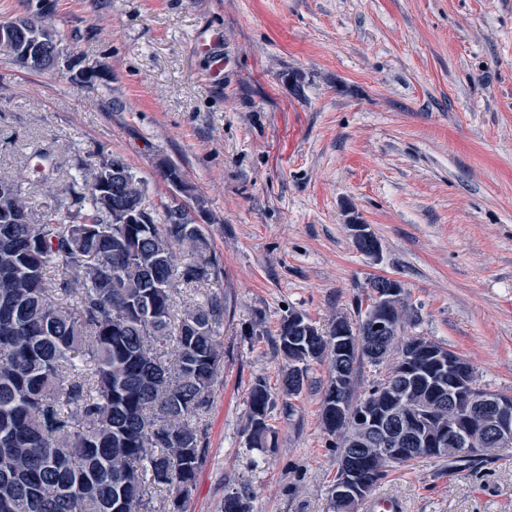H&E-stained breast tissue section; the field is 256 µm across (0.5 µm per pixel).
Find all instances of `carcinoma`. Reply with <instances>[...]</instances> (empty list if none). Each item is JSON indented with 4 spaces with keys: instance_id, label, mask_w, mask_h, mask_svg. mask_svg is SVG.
Listing matches in <instances>:
<instances>
[{
    "instance_id": "obj_1",
    "label": "carcinoma",
    "mask_w": 512,
    "mask_h": 512,
    "mask_svg": "<svg viewBox=\"0 0 512 512\" xmlns=\"http://www.w3.org/2000/svg\"><path fill=\"white\" fill-rule=\"evenodd\" d=\"M32 32L47 29V6L17 18ZM34 182L0 174V512H151L153 494L168 492L182 512L205 452L203 431L190 424L208 404L224 352L216 326L224 301L216 294L185 303L175 314L178 281L200 287L218 278V261L187 208L152 205L129 165L113 156L60 173L53 154L36 148ZM119 167L113 172V167ZM121 177L122 198L99 194ZM59 184L51 205L33 200L34 184ZM145 214L124 223L123 209ZM52 265L57 279L46 277ZM396 355L413 352L418 373L405 380L408 410L380 382L355 394L363 361L382 362L364 336L346 343L307 336L285 318L278 348L287 361L286 395L303 389L311 360L329 358L328 383H343L338 400L324 391L323 429L336 436V480L372 490L388 469L358 446L357 417H390L409 424L411 408L439 405L450 379L435 382L437 361L424 352L441 344L400 336L413 320L407 304L387 312ZM273 394L259 378L252 386L246 426L249 444L268 448ZM420 457L469 464L472 455L422 449ZM224 512H248L247 496L224 499Z\"/></svg>"
}]
</instances>
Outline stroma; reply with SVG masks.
Returning <instances> with one entry per match:
<instances>
[{
    "label": "stroma",
    "mask_w": 512,
    "mask_h": 512,
    "mask_svg": "<svg viewBox=\"0 0 512 512\" xmlns=\"http://www.w3.org/2000/svg\"><path fill=\"white\" fill-rule=\"evenodd\" d=\"M76 69L0 55V173L51 145L63 169L125 159L151 203L164 164L221 267L224 364L198 423L205 453L185 512H330L328 362L282 391L286 313L357 321L369 279L399 280L404 332L460 355L512 395V0H49ZM218 35L224 78L193 47ZM103 68L84 82L81 71ZM370 225L379 260L349 225ZM265 378L273 446L244 432ZM373 496L404 512H512V448L469 466L418 459Z\"/></svg>",
    "instance_id": "35a3bbf8"
}]
</instances>
